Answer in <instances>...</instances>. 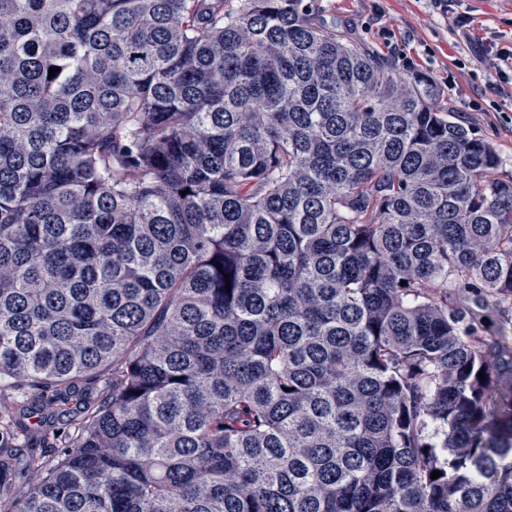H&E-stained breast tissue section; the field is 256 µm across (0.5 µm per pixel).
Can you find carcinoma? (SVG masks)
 I'll return each instance as SVG.
<instances>
[{"label": "carcinoma", "instance_id": "obj_1", "mask_svg": "<svg viewBox=\"0 0 512 512\" xmlns=\"http://www.w3.org/2000/svg\"><path fill=\"white\" fill-rule=\"evenodd\" d=\"M224 3L0 0V512H512V173ZM484 314L488 315L486 325L490 333L506 346L512 347V307L490 309Z\"/></svg>", "mask_w": 512, "mask_h": 512}]
</instances>
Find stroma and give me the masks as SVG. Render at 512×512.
Here are the masks:
<instances>
[{"mask_svg":"<svg viewBox=\"0 0 512 512\" xmlns=\"http://www.w3.org/2000/svg\"><path fill=\"white\" fill-rule=\"evenodd\" d=\"M315 7L337 33L364 43L395 72L430 79L441 106L490 142L501 171L512 172V127L499 117L512 116V100L497 101L486 77L497 49L512 47V0H456L455 11L473 17L463 35L431 0H316Z\"/></svg>","mask_w":512,"mask_h":512,"instance_id":"obj_1","label":"stroma"}]
</instances>
